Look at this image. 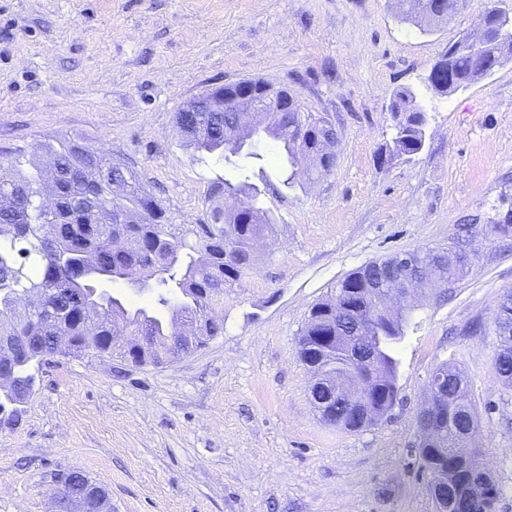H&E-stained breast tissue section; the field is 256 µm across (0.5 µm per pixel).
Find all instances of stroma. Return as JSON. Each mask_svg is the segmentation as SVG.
I'll return each mask as SVG.
<instances>
[{
  "mask_svg": "<svg viewBox=\"0 0 512 512\" xmlns=\"http://www.w3.org/2000/svg\"><path fill=\"white\" fill-rule=\"evenodd\" d=\"M421 31L388 0H0V162L70 138L135 172L170 223L204 221L223 158L194 156L174 118L214 88L288 89L339 136L333 170L288 187L280 143L248 173L276 219L253 270L224 290V333L162 366L94 353L36 372L0 427V512H51L52 473L80 470L112 512H435L416 418L439 364L460 367L481 465L512 512V387L495 375L494 317L512 289V60L449 95L433 64L488 2ZM418 93L423 150L391 156L392 95ZM466 240L464 278L424 300L399 346V394L372 426L325 422L297 339L313 305L361 266Z\"/></svg>",
  "mask_w": 512,
  "mask_h": 512,
  "instance_id": "1",
  "label": "stroma"
}]
</instances>
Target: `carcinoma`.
I'll return each instance as SVG.
<instances>
[{
  "mask_svg": "<svg viewBox=\"0 0 512 512\" xmlns=\"http://www.w3.org/2000/svg\"><path fill=\"white\" fill-rule=\"evenodd\" d=\"M455 72L468 78L479 73L478 61L467 49L452 57ZM393 113L398 131L394 139L397 156L420 152L424 146L426 113L416 104V93L402 88L395 93ZM175 125L185 147L224 157L235 164L241 146L254 147L270 139L281 144L293 186L311 179L298 162V155L337 141L327 121L310 112H284L266 125L244 129L235 112H178ZM41 150L53 156L57 174L53 178L55 208L40 205L41 181L45 172L31 163L25 150L17 148L12 159L0 164V196L11 199L0 209V371L10 373L13 384L0 386V418H12L18 404L29 393L34 364L56 347L59 332L71 337L70 352L120 353L114 337L128 330L152 337L153 345L139 357L140 364L161 363L168 350L171 322L179 320L198 338V345L224 333V286L234 284L255 262L253 239L272 226L261 206L262 191L249 182L228 181L218 186L219 195L229 196L232 205L215 206L206 224L188 227L168 223L165 210L142 190L135 174L104 154L70 139L46 143ZM148 211L145 218L128 215ZM426 262L436 261L452 284L468 264L466 253L429 250ZM392 258L372 261L342 280L336 291L356 289L364 335L374 355L371 370L374 389L367 403L387 410L398 400L399 359L396 344L405 336L410 306L388 318L376 315L379 284L390 275ZM139 271L144 284L155 282L156 304L170 314L158 317L145 307L130 308L105 286ZM24 290L41 293L45 310L36 322L13 320L16 297ZM332 300L316 304L298 343L301 362L315 358L327 378L342 376L357 367L350 318L329 313ZM495 322L501 323L500 351L494 363L496 374L512 385V292L503 295ZM429 390L447 400L444 430L437 448L418 449L421 469L431 474L434 463L448 474V490L460 486L459 460L469 448L476 412L468 399L467 379L460 369L448 371L440 364L432 372ZM364 403L336 407L331 417L340 428L357 432L369 427L363 421ZM72 494L85 496L91 479L80 470L67 472ZM500 496L494 487L488 497H460L456 512H496Z\"/></svg>",
  "mask_w": 512,
  "mask_h": 512,
  "instance_id": "carcinoma-1",
  "label": "carcinoma"
}]
</instances>
